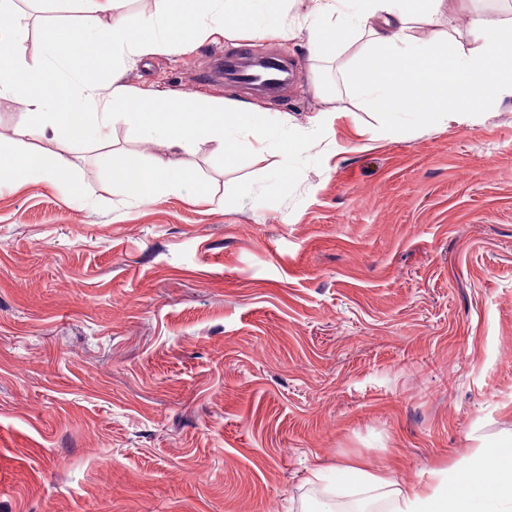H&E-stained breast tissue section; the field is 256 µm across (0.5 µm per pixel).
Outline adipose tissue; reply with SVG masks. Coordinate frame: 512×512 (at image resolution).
I'll return each mask as SVG.
<instances>
[{"label":"adipose tissue","instance_id":"ef3b65f1","mask_svg":"<svg viewBox=\"0 0 512 512\" xmlns=\"http://www.w3.org/2000/svg\"><path fill=\"white\" fill-rule=\"evenodd\" d=\"M180 14L153 11L139 28L124 23L102 28L61 25L43 34L46 61L24 63L29 29L16 0H0V97H19L29 112L18 139L47 138L60 148L52 157L24 153L0 158V178L26 184L60 174L68 165L63 150L117 121L173 152L191 151L202 141L216 143L225 156L246 148L257 155L312 153L320 144L318 128L291 139L263 112H241L226 105L188 97L162 98L113 86L103 94L92 73L102 56L119 62L129 56L161 54L181 40L247 30L263 34L289 31L287 12L275 0H183ZM448 7V0H316L308 42L314 55L335 54L349 35L368 38L347 80L356 95L384 113L391 133L402 129L408 113L429 120L451 112H493L512 98V17L466 12L462 28L471 47L450 50L447 41L423 39L419 31ZM188 171L164 160L144 166L128 153L112 154V179L132 202L145 204L162 191L178 193ZM338 491L347 495L381 492L391 499L390 512H512V441L474 449L457 466L434 471L427 483L397 481L393 471L354 457L338 466Z\"/></svg>","mask_w":512,"mask_h":512}]
</instances>
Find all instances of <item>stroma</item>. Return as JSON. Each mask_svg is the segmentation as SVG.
Returning a JSON list of instances; mask_svg holds the SVG:
<instances>
[{
  "mask_svg": "<svg viewBox=\"0 0 512 512\" xmlns=\"http://www.w3.org/2000/svg\"><path fill=\"white\" fill-rule=\"evenodd\" d=\"M33 9L31 66L46 24L144 8ZM366 47L216 33L95 74L318 128L317 154H171L119 121L66 174L0 183V512H318L314 460L424 483L512 440V102L391 134L343 81ZM222 49L298 74L277 98L207 80ZM27 110L0 97V155L56 152L15 144ZM116 150L194 178L128 204Z\"/></svg>",
  "mask_w": 512,
  "mask_h": 512,
  "instance_id": "35a3bbf8",
  "label": "stroma"
}]
</instances>
